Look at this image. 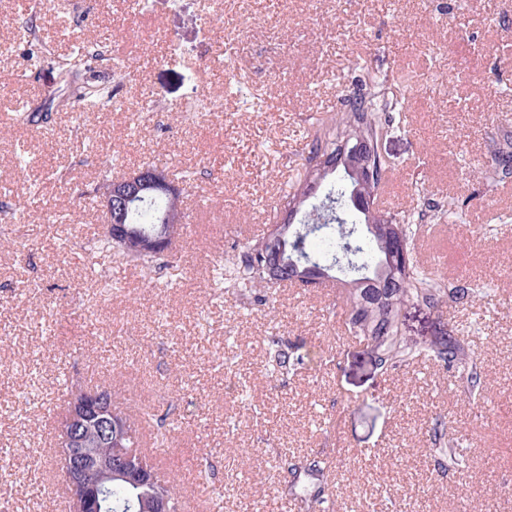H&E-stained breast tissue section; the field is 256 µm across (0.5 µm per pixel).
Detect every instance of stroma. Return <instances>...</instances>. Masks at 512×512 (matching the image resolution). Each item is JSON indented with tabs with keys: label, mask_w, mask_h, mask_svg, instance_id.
Returning <instances> with one entry per match:
<instances>
[{
	"label": "stroma",
	"mask_w": 512,
	"mask_h": 512,
	"mask_svg": "<svg viewBox=\"0 0 512 512\" xmlns=\"http://www.w3.org/2000/svg\"><path fill=\"white\" fill-rule=\"evenodd\" d=\"M30 2L0 0V203L17 215L0 222V512H59L58 422L73 393L102 387L142 448L164 433L156 466L183 512H295L276 495L285 462L315 456L333 466L325 512H512V173L483 176L512 134V0H156L135 15L124 0H50L35 17ZM29 17L49 50L32 69L16 42ZM136 28L121 109L83 127L58 107L20 121V107H48L76 41ZM360 58L407 96L382 144L386 209L462 200L456 222L418 225L414 252L481 290L462 311L406 305L402 334L469 337L480 396L431 360L373 368L335 283L277 285L256 305L211 296L215 267L279 223L303 137L342 109ZM148 92L157 112L133 117ZM149 163L192 172L194 238L173 279L99 246L96 184ZM272 336L303 364L268 376ZM438 420L466 479L427 455Z\"/></svg>",
	"instance_id": "35a3bbf8"
}]
</instances>
